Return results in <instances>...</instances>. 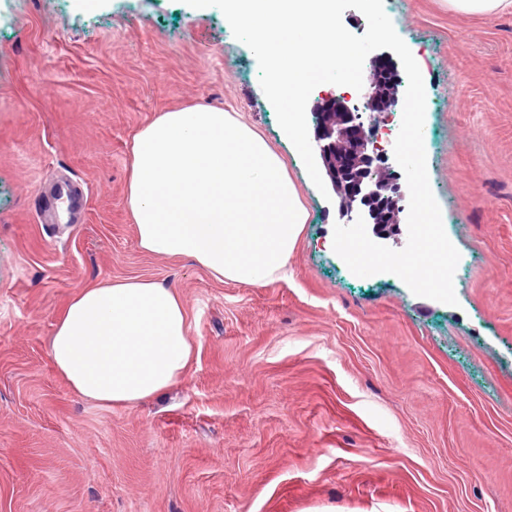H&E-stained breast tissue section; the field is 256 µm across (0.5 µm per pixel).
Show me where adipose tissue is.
<instances>
[{
  "label": "adipose tissue",
  "mask_w": 512,
  "mask_h": 512,
  "mask_svg": "<svg viewBox=\"0 0 512 512\" xmlns=\"http://www.w3.org/2000/svg\"><path fill=\"white\" fill-rule=\"evenodd\" d=\"M131 156L126 203L142 251L190 257L221 281L280 274L308 213L281 157L238 113H160L137 132ZM193 353L182 299L147 278L80 290L50 340L58 375L107 407L164 393Z\"/></svg>",
  "instance_id": "adipose-tissue-1"
}]
</instances>
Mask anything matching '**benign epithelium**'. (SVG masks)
<instances>
[{
  "mask_svg": "<svg viewBox=\"0 0 512 512\" xmlns=\"http://www.w3.org/2000/svg\"><path fill=\"white\" fill-rule=\"evenodd\" d=\"M398 93L396 80H373L355 96L349 92L332 94L316 105L320 112H340L339 119L314 129L320 158L339 200L340 217L352 223L363 217L374 237L382 240L401 234L404 224L399 173L378 142V132L391 121L393 112L356 111L349 102L354 98L361 103L386 98L397 104Z\"/></svg>",
  "mask_w": 512,
  "mask_h": 512,
  "instance_id": "7a95c632",
  "label": "benign epithelium"
}]
</instances>
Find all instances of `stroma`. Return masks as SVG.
Returning a JSON list of instances; mask_svg holds the SVG:
<instances>
[{"instance_id": "stroma-1", "label": "stroma", "mask_w": 512, "mask_h": 512, "mask_svg": "<svg viewBox=\"0 0 512 512\" xmlns=\"http://www.w3.org/2000/svg\"><path fill=\"white\" fill-rule=\"evenodd\" d=\"M424 80L458 306L353 274L254 53L183 0H0V512H512V13L384 0ZM233 108L309 219L284 277L213 278L138 246L130 146L158 113ZM81 214L54 223L60 181ZM176 290L195 349L169 393L76 395L49 342L81 289Z\"/></svg>"}]
</instances>
